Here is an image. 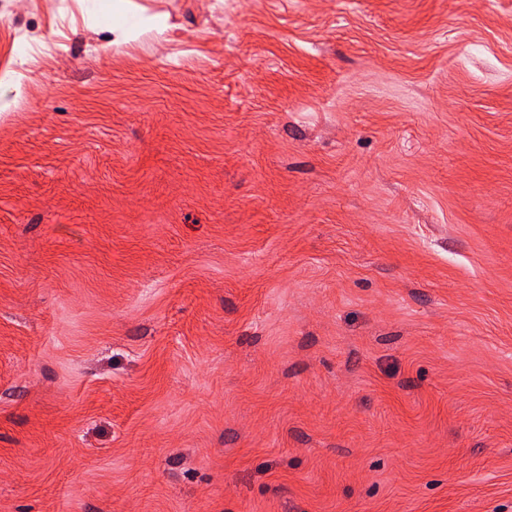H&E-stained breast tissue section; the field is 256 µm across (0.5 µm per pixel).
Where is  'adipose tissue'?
<instances>
[{
    "instance_id": "1",
    "label": "adipose tissue",
    "mask_w": 512,
    "mask_h": 512,
    "mask_svg": "<svg viewBox=\"0 0 512 512\" xmlns=\"http://www.w3.org/2000/svg\"><path fill=\"white\" fill-rule=\"evenodd\" d=\"M84 14L93 18L111 16L112 23L107 30L111 35L110 45L121 48L151 36L157 39L166 37L170 26L160 15L143 16L134 10L131 0H81Z\"/></svg>"
}]
</instances>
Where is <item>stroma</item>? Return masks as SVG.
<instances>
[{
    "mask_svg": "<svg viewBox=\"0 0 512 512\" xmlns=\"http://www.w3.org/2000/svg\"><path fill=\"white\" fill-rule=\"evenodd\" d=\"M0 0V512H512V0ZM83 15L95 19L112 15V24L104 27L111 34L109 46L119 49L140 41L145 36L165 38L171 26L160 15L144 17L128 0H79ZM31 58L27 54L16 56L13 65L0 70V86H7L15 92V98L25 94L27 83L31 80Z\"/></svg>",
    "mask_w": 512,
    "mask_h": 512,
    "instance_id": "1",
    "label": "stroma"
}]
</instances>
